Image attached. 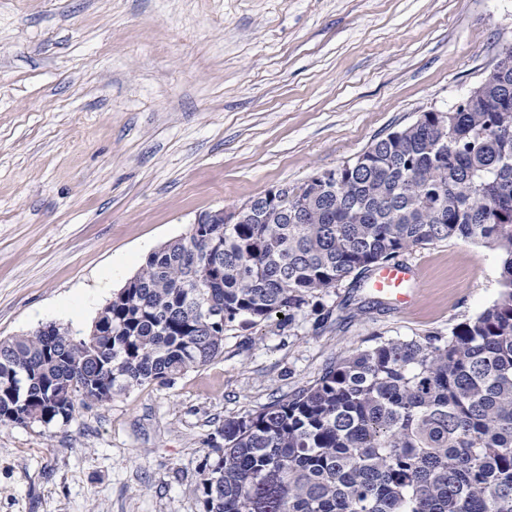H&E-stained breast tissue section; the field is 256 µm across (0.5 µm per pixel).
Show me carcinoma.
Listing matches in <instances>:
<instances>
[{
    "label": "carcinoma",
    "instance_id": "carcinoma-1",
    "mask_svg": "<svg viewBox=\"0 0 512 512\" xmlns=\"http://www.w3.org/2000/svg\"><path fill=\"white\" fill-rule=\"evenodd\" d=\"M249 203L241 224L152 251L88 334L0 339V426L68 423L79 406L168 385L224 331L293 315L423 245L500 252L476 317L330 362L310 386L224 421L205 512H512V47L446 116L424 112L320 187Z\"/></svg>",
    "mask_w": 512,
    "mask_h": 512
}]
</instances>
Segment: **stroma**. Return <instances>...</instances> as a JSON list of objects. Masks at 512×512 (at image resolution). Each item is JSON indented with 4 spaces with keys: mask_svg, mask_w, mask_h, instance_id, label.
<instances>
[{
    "mask_svg": "<svg viewBox=\"0 0 512 512\" xmlns=\"http://www.w3.org/2000/svg\"><path fill=\"white\" fill-rule=\"evenodd\" d=\"M512 45V0H0V338L88 333L205 211L353 162L451 107ZM410 304L344 282L224 334L172 385L65 424L0 426V512H203L224 421L312 385L375 337L450 331L496 298L497 251L401 256Z\"/></svg>",
    "mask_w": 512,
    "mask_h": 512,
    "instance_id": "35a3bbf8",
    "label": "stroma"
}]
</instances>
